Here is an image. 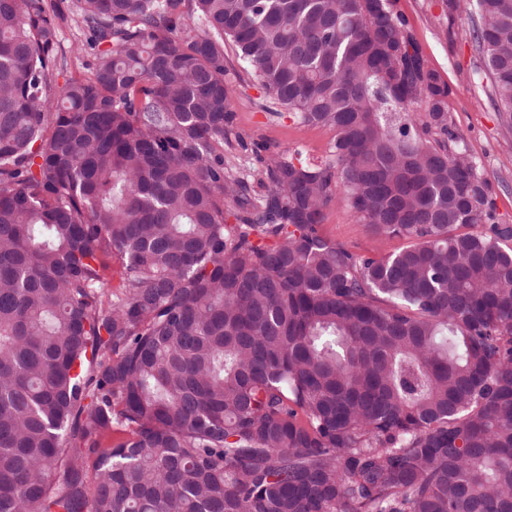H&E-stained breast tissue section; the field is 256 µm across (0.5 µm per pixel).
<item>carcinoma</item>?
I'll use <instances>...</instances> for the list:
<instances>
[{"label":"carcinoma","mask_w":512,"mask_h":512,"mask_svg":"<svg viewBox=\"0 0 512 512\" xmlns=\"http://www.w3.org/2000/svg\"><path fill=\"white\" fill-rule=\"evenodd\" d=\"M68 11L60 85V5L0 0V512H512V225L395 0ZM472 38L512 121V0ZM228 42L334 132L259 194ZM340 198L407 245L324 237ZM67 18L66 20L61 24L60 29V37H61V53L65 57V60L63 61V71L64 74H66L67 77L73 76V77H79L80 75L84 74L85 69L82 66V63L84 61H87L89 58V54L83 53L81 54L80 60L75 58L73 53L71 52V47L76 39V37L80 35V32L78 31L76 24L73 20H71V15L69 14V11L66 10Z\"/></svg>","instance_id":"carcinoma-1"}]
</instances>
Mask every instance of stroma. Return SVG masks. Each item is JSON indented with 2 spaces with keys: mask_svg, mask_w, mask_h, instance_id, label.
<instances>
[{
  "mask_svg": "<svg viewBox=\"0 0 512 512\" xmlns=\"http://www.w3.org/2000/svg\"><path fill=\"white\" fill-rule=\"evenodd\" d=\"M475 0H460L449 13L448 0H396L407 19L428 66L451 88L448 117L463 135L489 181L499 223L512 225V127L505 125L494 106L492 83L483 72L482 59L471 33ZM226 63L239 69L233 99L234 131L239 139L225 152L226 164L258 181L259 157L264 149H290L319 160L329 153L333 132L326 127H301L289 115L273 116L259 104L262 91L251 70L242 68L232 47H225ZM324 236L352 251L385 256L402 249L404 239L376 235L357 223L346 203L334 202L321 226Z\"/></svg>",
  "mask_w": 512,
  "mask_h": 512,
  "instance_id": "obj_1",
  "label": "stroma"
}]
</instances>
